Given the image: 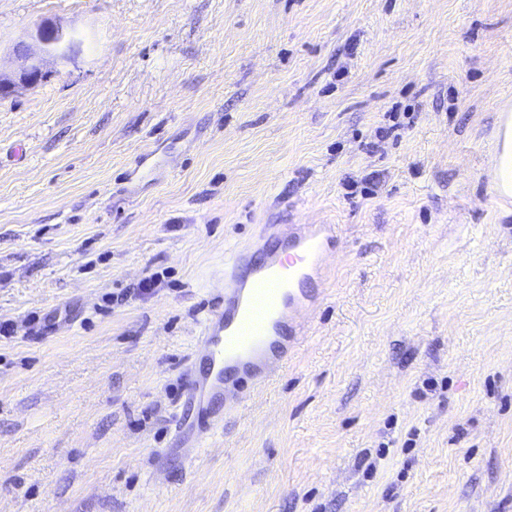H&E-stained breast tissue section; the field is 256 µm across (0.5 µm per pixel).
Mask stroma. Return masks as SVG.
I'll list each match as a JSON object with an SVG mask.
<instances>
[{"instance_id": "obj_1", "label": "stroma", "mask_w": 512, "mask_h": 512, "mask_svg": "<svg viewBox=\"0 0 512 512\" xmlns=\"http://www.w3.org/2000/svg\"><path fill=\"white\" fill-rule=\"evenodd\" d=\"M42 24L79 48L0 97V512H512V0H0V73ZM265 224L337 225L330 296L189 461Z\"/></svg>"}]
</instances>
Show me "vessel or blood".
<instances>
[{"instance_id":"b4317fda","label":"vessel or blood","mask_w":512,"mask_h":512,"mask_svg":"<svg viewBox=\"0 0 512 512\" xmlns=\"http://www.w3.org/2000/svg\"><path fill=\"white\" fill-rule=\"evenodd\" d=\"M287 253L255 262L237 247L224 254V294L195 342L199 372L185 388L189 412L177 426L183 446L204 447L227 409L242 404L243 382L259 386L288 364L306 341L318 306L328 297L332 224H289Z\"/></svg>"}]
</instances>
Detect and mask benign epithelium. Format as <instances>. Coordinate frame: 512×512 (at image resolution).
<instances>
[{"label":"benign epithelium","mask_w":512,"mask_h":512,"mask_svg":"<svg viewBox=\"0 0 512 512\" xmlns=\"http://www.w3.org/2000/svg\"><path fill=\"white\" fill-rule=\"evenodd\" d=\"M75 43L69 34L57 25L45 24L37 29V45L15 44L11 52L22 59L24 64L14 77L5 78L0 74V94L9 95L20 88L32 87L51 76L44 69L47 55L65 57L74 52Z\"/></svg>","instance_id":"7a95c632"}]
</instances>
